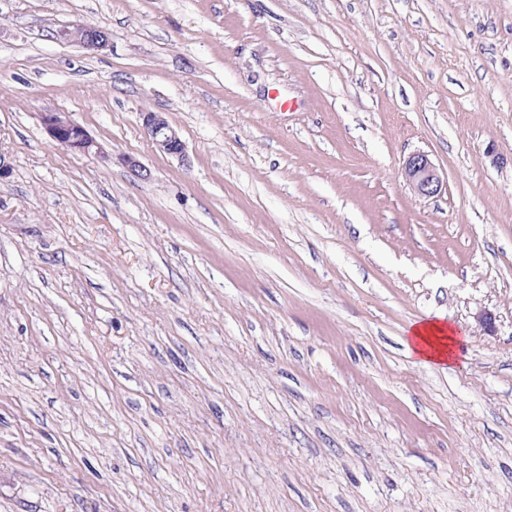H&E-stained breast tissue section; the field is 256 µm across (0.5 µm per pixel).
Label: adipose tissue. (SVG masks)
I'll return each instance as SVG.
<instances>
[{"label":"adipose tissue","mask_w":512,"mask_h":512,"mask_svg":"<svg viewBox=\"0 0 512 512\" xmlns=\"http://www.w3.org/2000/svg\"><path fill=\"white\" fill-rule=\"evenodd\" d=\"M458 331L446 320L432 319L412 324L407 331L409 355L425 365H446L456 358Z\"/></svg>","instance_id":"1"}]
</instances>
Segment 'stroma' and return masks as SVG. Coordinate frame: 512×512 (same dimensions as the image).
Here are the masks:
<instances>
[{"label":"stroma","mask_w":512,"mask_h":512,"mask_svg":"<svg viewBox=\"0 0 512 512\" xmlns=\"http://www.w3.org/2000/svg\"><path fill=\"white\" fill-rule=\"evenodd\" d=\"M0 153V512H512V0H0ZM42 123L48 136L59 145L85 156L101 157L102 148L85 128L58 112H46ZM143 114V130L146 138L160 152L185 159V145L178 132L159 112H145ZM403 174L417 196L433 197L442 190L443 180L429 156L423 152L413 153L407 158ZM458 333L444 319L414 323L407 330V352L424 365L445 366L456 358L460 344Z\"/></svg>","instance_id":"stroma-1"}]
</instances>
